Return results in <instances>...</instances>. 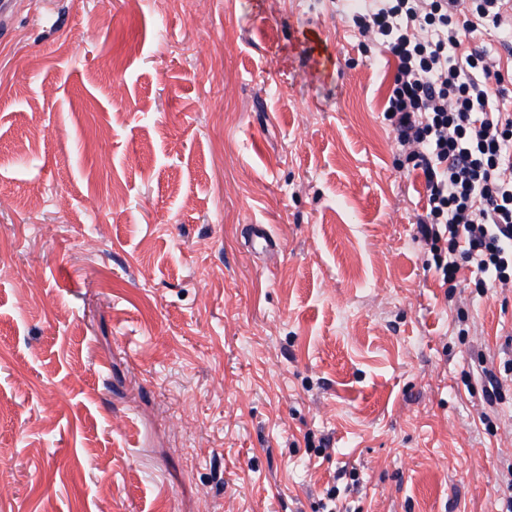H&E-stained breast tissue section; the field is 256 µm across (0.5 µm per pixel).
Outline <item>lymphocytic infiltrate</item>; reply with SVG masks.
I'll list each match as a JSON object with an SVG mask.
<instances>
[{
    "label": "lymphocytic infiltrate",
    "mask_w": 512,
    "mask_h": 512,
    "mask_svg": "<svg viewBox=\"0 0 512 512\" xmlns=\"http://www.w3.org/2000/svg\"><path fill=\"white\" fill-rule=\"evenodd\" d=\"M507 0H370L353 16L395 60L386 108L427 189L420 239L445 297L462 265L512 281V59L467 34L512 30Z\"/></svg>",
    "instance_id": "1"
}]
</instances>
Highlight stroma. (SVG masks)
<instances>
[{
    "label": "stroma",
    "mask_w": 512,
    "mask_h": 512,
    "mask_svg": "<svg viewBox=\"0 0 512 512\" xmlns=\"http://www.w3.org/2000/svg\"><path fill=\"white\" fill-rule=\"evenodd\" d=\"M353 13L16 0L0 512H324L332 487L339 512H501L512 379L489 403L477 357L512 359V283L467 266L445 300L394 62ZM245 243L258 255H274L278 250L277 241L266 224H249Z\"/></svg>",
    "instance_id": "obj_1"
}]
</instances>
